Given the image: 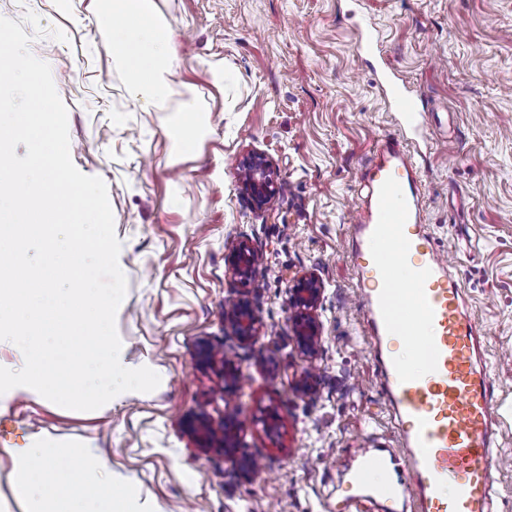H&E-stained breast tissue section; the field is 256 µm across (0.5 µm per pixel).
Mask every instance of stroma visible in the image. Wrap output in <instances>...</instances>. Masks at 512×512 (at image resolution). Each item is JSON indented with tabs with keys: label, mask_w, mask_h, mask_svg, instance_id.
Instances as JSON below:
<instances>
[{
	"label": "stroma",
	"mask_w": 512,
	"mask_h": 512,
	"mask_svg": "<svg viewBox=\"0 0 512 512\" xmlns=\"http://www.w3.org/2000/svg\"><path fill=\"white\" fill-rule=\"evenodd\" d=\"M178 62L166 103L142 111L109 56L98 0H0L30 36L67 107L71 158L104 180L127 290L116 329L132 365L160 377L88 412L20 387L0 395V512H32L14 484L22 448H75L86 478L146 512H383L348 483L360 449L409 464L356 299L348 258L357 174L379 140L406 137L425 184L424 215L486 357L496 494L512 512V0H156ZM378 39L380 56L358 48ZM385 60L427 110L403 134L378 81ZM205 114L192 151L167 129L186 102ZM265 154L282 183L266 209L240 193L243 156ZM181 203L172 206V193ZM260 251L242 285L233 242ZM315 274L322 347L307 359L286 307L294 277ZM251 300L261 334L238 345L224 306ZM239 372L224 390V355ZM314 392L302 395V382ZM244 428L239 477L227 461V407ZM204 415L216 435L187 431ZM276 415L282 427L266 431Z\"/></svg>",
	"instance_id": "1"
}]
</instances>
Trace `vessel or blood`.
<instances>
[{"instance_id": "obj_1", "label": "vessel or blood", "mask_w": 512, "mask_h": 512, "mask_svg": "<svg viewBox=\"0 0 512 512\" xmlns=\"http://www.w3.org/2000/svg\"><path fill=\"white\" fill-rule=\"evenodd\" d=\"M383 82L404 127L417 128L423 100L391 75H384ZM361 185L367 193L358 200L350 249L357 297L370 312L383 386L398 412L413 479L407 483L393 475L387 449L367 448L351 481L364 486L367 473L379 472L378 484L364 486L367 496L393 503L412 494L419 512H489L494 494L492 404L462 290L451 282L450 263L425 227L421 169L401 140L387 138L379 143ZM375 240L384 242L383 250H370ZM396 257L407 263L401 278L391 274ZM414 295L421 298L430 335H421L419 325L405 317L407 300ZM399 335L415 337L423 374H407L392 356L390 339Z\"/></svg>"}]
</instances>
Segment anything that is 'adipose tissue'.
I'll use <instances>...</instances> for the list:
<instances>
[{"instance_id": "obj_1", "label": "adipose tissue", "mask_w": 512, "mask_h": 512, "mask_svg": "<svg viewBox=\"0 0 512 512\" xmlns=\"http://www.w3.org/2000/svg\"><path fill=\"white\" fill-rule=\"evenodd\" d=\"M102 24L111 32L108 50L122 63L128 75L130 95L143 110L164 103L170 94L167 76L176 60L174 34L160 17L155 0H102ZM74 448L43 452L42 463L32 467L31 449L17 456V486L27 489L31 482L42 487L35 512H63L62 499H70L78 512H137L125 496L90 480L75 479L67 487L58 484L57 461L78 457Z\"/></svg>"}]
</instances>
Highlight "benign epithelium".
<instances>
[{
	"instance_id": "obj_1",
	"label": "benign epithelium",
	"mask_w": 512,
	"mask_h": 512,
	"mask_svg": "<svg viewBox=\"0 0 512 512\" xmlns=\"http://www.w3.org/2000/svg\"><path fill=\"white\" fill-rule=\"evenodd\" d=\"M241 168L243 175L240 190L253 205L261 209L279 194L281 187L279 178L264 155L258 153L247 155L243 159ZM258 256V251L248 242L244 240L236 242L228 255V263L233 275L245 284L253 281L260 264ZM322 293L321 283L311 274H303L295 278L287 292L293 338L300 350L309 358L318 355L322 340V326L315 315ZM224 325L231 329L233 336L241 344H251L259 336L258 320L251 301L245 297H239L224 306ZM240 428L241 423L233 418L225 421L224 447L234 470L239 476L247 479L254 472L253 464L234 456L235 441ZM189 432L200 448L207 446L212 434L209 424L199 418L189 426Z\"/></svg>"
}]
</instances>
